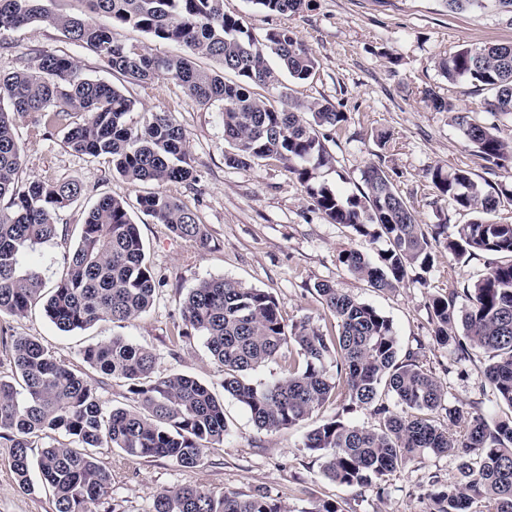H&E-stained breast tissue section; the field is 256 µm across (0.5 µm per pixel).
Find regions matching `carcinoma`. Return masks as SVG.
<instances>
[{"instance_id": "cac0c4a2", "label": "carcinoma", "mask_w": 512, "mask_h": 512, "mask_svg": "<svg viewBox=\"0 0 512 512\" xmlns=\"http://www.w3.org/2000/svg\"><path fill=\"white\" fill-rule=\"evenodd\" d=\"M48 0H0V32L44 22L69 41L93 51L106 66L137 85L160 77L182 86L201 105L222 104L224 140L230 166L247 167L276 159L296 175L312 205L334 224L361 237L388 244L379 263L358 250L339 254L347 271L378 291L399 287L411 269L427 273L434 262L432 243L444 245L454 261L479 253L503 260L488 267L472 285L455 284L431 298L433 341L466 358L483 354L484 380L512 411V224L490 215L512 204V181L487 186L471 172L440 167L428 172L439 195L457 210L474 215L448 232V225L419 223L414 210L394 189L390 174L376 164L362 173L363 187L344 196L316 181V170L332 164L326 134L347 121L330 104L293 100L279 73L308 79L318 66L314 50L296 33L273 29L258 40L243 21L224 13V0H81L84 12H56ZM274 14H294L310 0H251ZM451 12L490 10L512 22V0H441ZM103 15L110 24L91 19ZM116 25L153 39L178 44L182 51L160 55L145 45L114 38ZM216 62L202 69L195 58ZM278 68H273L270 58ZM438 68L450 83L469 81L489 93L485 112L512 115V44L466 47L443 58ZM231 72L234 80L224 78ZM263 86L280 106L254 92ZM427 106L452 114L468 145L488 164H512V144L496 127L458 110L428 89ZM136 101L120 88L82 74L67 54H41L32 67L0 73V315H22L42 307L60 331L86 329L99 321L126 322L149 310L163 281L145 260L138 225L127 201L104 195L89 211L80 238L67 256V271L46 290L31 260L38 246L58 235V215L82 195L76 182L33 178L21 184L23 150L16 127L29 125L35 136L65 131L64 143L76 153L106 156L112 170L130 183L157 190L137 197L141 212L165 224L185 242L204 248L205 225L167 189L195 180L187 161L185 134L169 112H149L140 128L126 117ZM315 292L338 326L325 335L311 318L285 323L277 299L226 277L200 281L181 302L184 327L174 336L204 339L224 371L222 388L242 404L254 426L266 432L312 417L333 400L336 414L312 428L304 447L319 454L323 475L347 487H375L399 465L428 454L456 463L452 478H428L433 492L428 512H512V414L488 421L465 405L447 403V393L417 353L402 350L393 321L328 282ZM467 304L455 310L459 295ZM13 364L12 378L0 379V444L12 449L18 485L51 491L55 512H116L111 504L112 467L100 448H117L135 463L166 458L184 468L200 465L207 451L224 443L229 426L224 401L209 386L179 373L155 374L156 355L148 347L115 336L87 345L81 358L93 371L121 380L132 404L106 410L96 380L56 357L31 336L3 340ZM296 351L299 365L255 384L250 375ZM357 407L371 409L374 428L345 418ZM440 411L447 424L429 414ZM63 436V443L56 436ZM38 481H33L32 472ZM151 512H288L264 492L216 496L199 486L165 489L153 496Z\"/></svg>"}]
</instances>
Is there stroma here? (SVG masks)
Here are the masks:
<instances>
[{
	"label": "stroma",
	"instance_id": "obj_1",
	"mask_svg": "<svg viewBox=\"0 0 512 512\" xmlns=\"http://www.w3.org/2000/svg\"><path fill=\"white\" fill-rule=\"evenodd\" d=\"M224 11L242 18L256 37L285 27L315 51L319 66L311 78L292 84L293 96L304 103L328 102L347 114L343 128L331 133L327 142L335 161L318 170V181L352 194L362 186L365 167L378 164L390 173L396 191L421 223L452 227L468 223L471 216L439 197L429 170L463 168L475 180L492 183L512 175L510 168L484 162L467 146L448 113L434 111L424 101L425 90L431 89L460 109L481 115L485 92L466 81L448 83L435 64L465 47L512 43V24L497 15L454 14L439 0H312L310 8L288 15L269 14L251 0H224ZM41 53L68 54L79 61L85 77L118 86L136 100L128 115L131 127L142 125L148 112L172 113L184 130L196 175L195 183L177 186L176 192L205 225L210 245L192 246L136 209L134 203L147 193V186L130 184L106 159L71 151L62 132L36 138L27 127H19L24 147L21 179L50 175L79 182L85 189L78 202L61 212L58 237L35 253L46 287H54L65 274L64 257L77 244L87 212L104 194L132 203L131 215L147 260L164 284L146 313L123 324L101 321L64 333L35 307L21 316L0 317V328L8 335L36 337L79 370L84 367L80 353L85 346L121 336L153 350L157 374H186L216 390L224 373L211 361L202 338L180 345L172 342L182 324L180 302L191 288L211 277L235 279L273 293L286 322L309 316L332 336L336 321L314 290L315 284L328 282L392 319L402 347L418 349L423 367L441 382L449 404L474 401L486 417L498 414L497 395L482 378L484 358L476 355L461 361L452 349L434 343L429 309L431 298L446 293L449 281L474 282L494 262V255L453 265L447 250L437 245L429 273L410 270L405 282L391 291L370 288L352 276L338 256L357 249L377 259L387 247L385 240L373 242L346 225L331 223L278 161L227 165L220 104L198 105L181 86L166 79L148 87L129 83L107 70L93 52L70 43L47 24L0 33V72L14 71ZM335 411V406L324 407L302 425L270 433L256 429L246 409L225 397L229 430L224 443L210 449L198 467L154 458L132 468L117 449H101V458L112 467V501L118 512H149L157 492L198 485L218 496L264 491L289 512H304L314 500L336 502L340 512H426L425 477L431 472L451 477L453 458L427 455L407 462L385 476L381 495L371 487L338 485L323 476L320 457L303 446L307 430ZM0 512H54L44 492L19 489L11 452L2 446Z\"/></svg>",
	"mask_w": 512,
	"mask_h": 512
}]
</instances>
